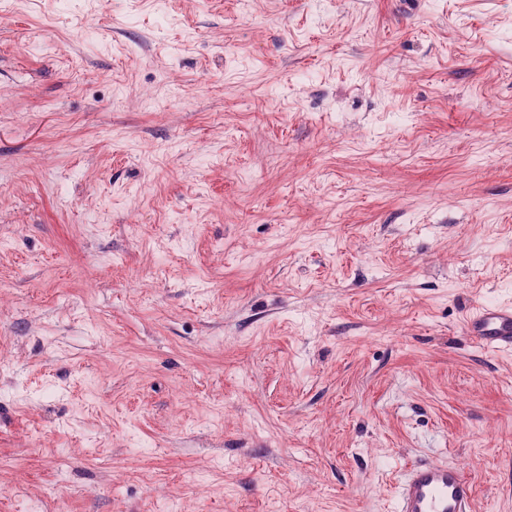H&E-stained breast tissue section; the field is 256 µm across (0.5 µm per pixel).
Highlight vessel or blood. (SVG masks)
<instances>
[{
	"label": "vessel or blood",
	"mask_w": 512,
	"mask_h": 512,
	"mask_svg": "<svg viewBox=\"0 0 512 512\" xmlns=\"http://www.w3.org/2000/svg\"><path fill=\"white\" fill-rule=\"evenodd\" d=\"M464 329L485 348L512 349V308L475 309L466 317ZM473 499L474 483L461 466L420 462L405 471L395 512H472Z\"/></svg>",
	"instance_id": "1"
}]
</instances>
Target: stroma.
Here are the masks:
<instances>
[{
	"mask_svg": "<svg viewBox=\"0 0 512 512\" xmlns=\"http://www.w3.org/2000/svg\"><path fill=\"white\" fill-rule=\"evenodd\" d=\"M512 0H0V512H512ZM464 329L479 345L492 349H512V308L484 306L465 319ZM474 483L459 465L412 464L396 496V512H472Z\"/></svg>",
	"mask_w": 512,
	"mask_h": 512,
	"instance_id": "stroma-1",
	"label": "stroma"
}]
</instances>
